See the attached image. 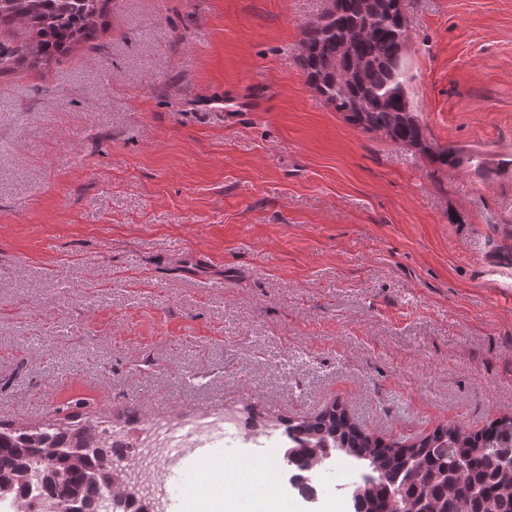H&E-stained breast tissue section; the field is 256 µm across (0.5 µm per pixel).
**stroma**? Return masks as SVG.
Segmentation results:
<instances>
[{
  "instance_id": "35a3bbf8",
  "label": "stroma",
  "mask_w": 512,
  "mask_h": 512,
  "mask_svg": "<svg viewBox=\"0 0 512 512\" xmlns=\"http://www.w3.org/2000/svg\"><path fill=\"white\" fill-rule=\"evenodd\" d=\"M330 0H114L97 38L0 73V421L343 407L414 441L512 415V0H403L444 167L309 86ZM182 468L198 512L235 459ZM252 468L225 512H304Z\"/></svg>"
}]
</instances>
